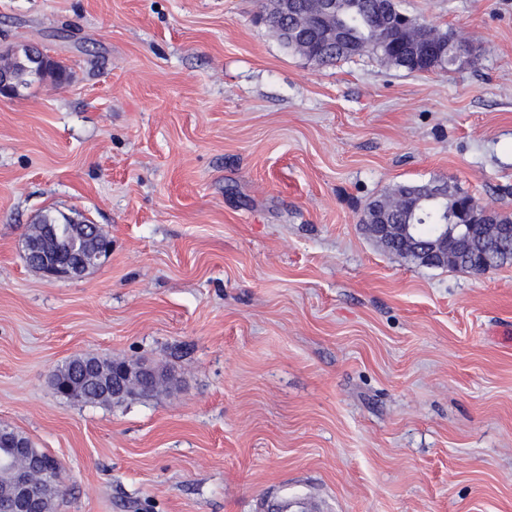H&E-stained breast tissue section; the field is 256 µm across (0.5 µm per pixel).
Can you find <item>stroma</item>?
<instances>
[{
  "label": "stroma",
  "instance_id": "1",
  "mask_svg": "<svg viewBox=\"0 0 512 512\" xmlns=\"http://www.w3.org/2000/svg\"><path fill=\"white\" fill-rule=\"evenodd\" d=\"M270 0H0V50L68 77L0 96V426L62 465L58 512H512V264L388 253L366 204L445 184L512 214V0H401L472 61L320 66ZM102 227L30 267L44 211ZM170 371L74 402L76 355ZM60 218L65 223L69 222L68 217L64 214L57 215L52 212L40 214L37 221L38 225L34 232L37 233L39 231V224H47V231L59 245L57 252L50 255V258L41 253L43 259L32 262L30 256L40 254V252L36 248L27 247V260L31 266L50 278H78L84 274L89 266L97 264L101 257L107 255L110 251V246L100 245L96 251L87 254H76L77 259H72L71 256L78 250V244L72 240L71 224H52L58 223L57 220Z\"/></svg>",
  "mask_w": 512,
  "mask_h": 512
}]
</instances>
